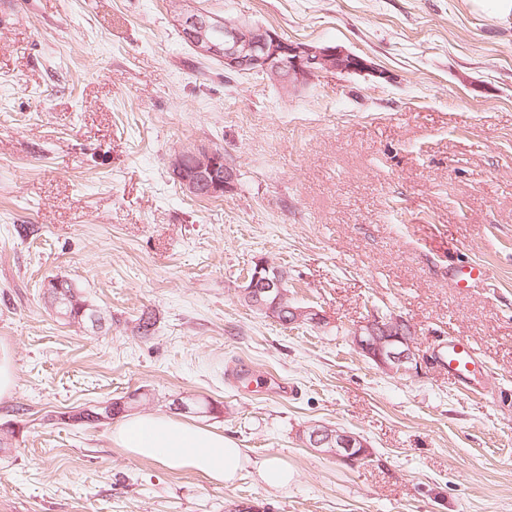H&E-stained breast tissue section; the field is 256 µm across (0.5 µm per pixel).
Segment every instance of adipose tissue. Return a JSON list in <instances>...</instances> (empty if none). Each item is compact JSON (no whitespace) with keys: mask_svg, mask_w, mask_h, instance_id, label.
I'll list each match as a JSON object with an SVG mask.
<instances>
[{"mask_svg":"<svg viewBox=\"0 0 512 512\" xmlns=\"http://www.w3.org/2000/svg\"><path fill=\"white\" fill-rule=\"evenodd\" d=\"M112 443L129 457L159 462L173 472L190 470L227 486L249 468L260 483L276 491L287 488L294 479L283 459H250L223 433L169 414L127 417L113 429Z\"/></svg>","mask_w":512,"mask_h":512,"instance_id":"obj_1","label":"adipose tissue"}]
</instances>
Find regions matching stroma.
<instances>
[{
  "instance_id": "1",
  "label": "stroma",
  "mask_w": 512,
  "mask_h": 512,
  "mask_svg": "<svg viewBox=\"0 0 512 512\" xmlns=\"http://www.w3.org/2000/svg\"><path fill=\"white\" fill-rule=\"evenodd\" d=\"M387 71L331 73L295 97L225 73L182 40L168 0H8L0 10V512H512V14L473 0H196ZM220 149L233 194L175 184L174 151ZM329 326L286 328L240 296L257 259ZM480 262L490 285L454 288ZM68 279L111 325L57 319ZM417 332V375L386 374L349 331L370 311ZM156 315L153 333L135 328ZM469 341L488 396L437 360ZM255 371L225 383L228 366ZM295 386L280 400L265 374ZM140 414L208 426L295 472L224 486L126 456L113 423L62 420L131 391ZM206 398L218 413L181 412ZM312 423L366 440L348 466ZM299 439L307 448L327 453L335 457L336 461L349 466L360 465L370 457L366 442L349 431L314 424L301 429Z\"/></svg>"
}]
</instances>
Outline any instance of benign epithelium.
Returning a JSON list of instances; mask_svg holds the SVG:
<instances>
[{"instance_id":"obj_1","label":"benign epithelium","mask_w":512,"mask_h":512,"mask_svg":"<svg viewBox=\"0 0 512 512\" xmlns=\"http://www.w3.org/2000/svg\"><path fill=\"white\" fill-rule=\"evenodd\" d=\"M172 13L192 50L200 57L215 59L226 74L258 75L285 97L302 93L325 73H370L389 79L366 57L332 44H308L283 37L276 30L243 18L220 17L200 10L194 0H172ZM174 180L190 194L202 192L226 195L235 191L237 172L213 149L179 150L169 160ZM288 274L268 262L259 260L254 272L244 277L240 289L243 300L269 305V318L289 299L281 282ZM290 325L322 327L329 324L326 315L312 307L289 306ZM350 342L363 356L384 372L394 376H410L420 366L416 351V331L401 315L387 317L371 313L351 330ZM306 447L327 453L337 461L357 466L370 457V449L357 434L331 429L324 425H308L299 431Z\"/></svg>"}]
</instances>
